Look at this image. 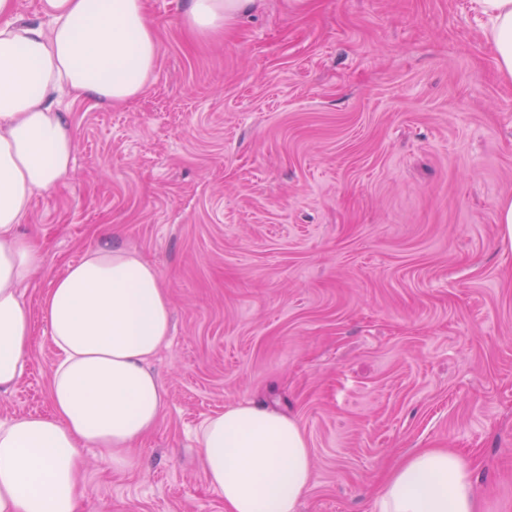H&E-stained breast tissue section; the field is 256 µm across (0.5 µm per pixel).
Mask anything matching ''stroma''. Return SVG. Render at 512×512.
<instances>
[{"mask_svg": "<svg viewBox=\"0 0 512 512\" xmlns=\"http://www.w3.org/2000/svg\"><path fill=\"white\" fill-rule=\"evenodd\" d=\"M187 5L147 0L144 94L67 103L74 164L22 226L36 319L0 420L49 411L40 304L108 228L170 301L166 396L133 466L82 449L79 512H224L193 431L246 401L309 440L299 512H371L420 448L472 465L479 512H512V81L478 0H255L213 37Z\"/></svg>", "mask_w": 512, "mask_h": 512, "instance_id": "stroma-1", "label": "stroma"}]
</instances>
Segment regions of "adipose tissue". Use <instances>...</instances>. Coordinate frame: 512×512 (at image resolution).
<instances>
[{"label":"adipose tissue","instance_id":"ef3b65f1","mask_svg":"<svg viewBox=\"0 0 512 512\" xmlns=\"http://www.w3.org/2000/svg\"><path fill=\"white\" fill-rule=\"evenodd\" d=\"M253 0H189L183 22L207 36ZM499 73L512 81V0H480ZM159 43L146 0H39L19 18L0 0V397L23 374L33 318L21 301L40 256L22 234L36 194L71 171L69 97L106 104L140 96ZM41 315L60 354L51 411L0 421V512H77L80 451L126 466L127 451L158 422L164 390L148 367L167 340L171 308L157 270L104 232L56 278ZM199 464L224 512H298L312 486L308 440L286 414L251 402L206 417ZM470 464L424 448L393 467L371 512H477Z\"/></svg>","mask_w":512,"mask_h":512}]
</instances>
